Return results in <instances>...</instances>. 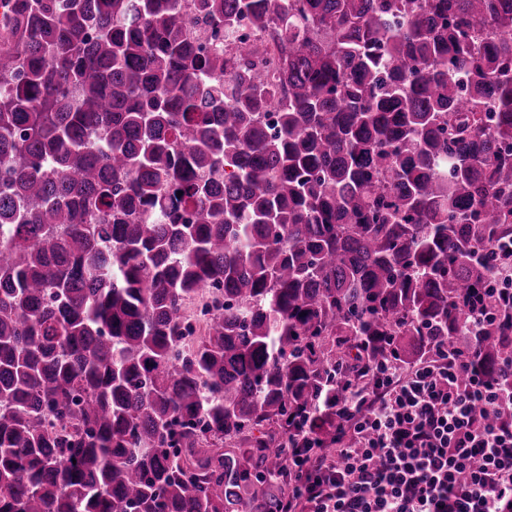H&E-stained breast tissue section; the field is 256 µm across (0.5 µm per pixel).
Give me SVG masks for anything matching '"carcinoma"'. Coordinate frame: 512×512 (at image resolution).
Wrapping results in <instances>:
<instances>
[{
  "label": "carcinoma",
  "mask_w": 512,
  "mask_h": 512,
  "mask_svg": "<svg viewBox=\"0 0 512 512\" xmlns=\"http://www.w3.org/2000/svg\"><path fill=\"white\" fill-rule=\"evenodd\" d=\"M12 13L0 512H281L285 442L335 448L347 387L497 311L512 0ZM503 333L472 340L492 378Z\"/></svg>",
  "instance_id": "1"
}]
</instances>
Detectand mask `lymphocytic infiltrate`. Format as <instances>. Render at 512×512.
I'll return each mask as SVG.
<instances>
[{"label": "lymphocytic infiltrate", "mask_w": 512, "mask_h": 512, "mask_svg": "<svg viewBox=\"0 0 512 512\" xmlns=\"http://www.w3.org/2000/svg\"><path fill=\"white\" fill-rule=\"evenodd\" d=\"M335 455L289 448L286 512H512V358L483 375L476 349L434 345L352 387Z\"/></svg>", "instance_id": "1"}]
</instances>
